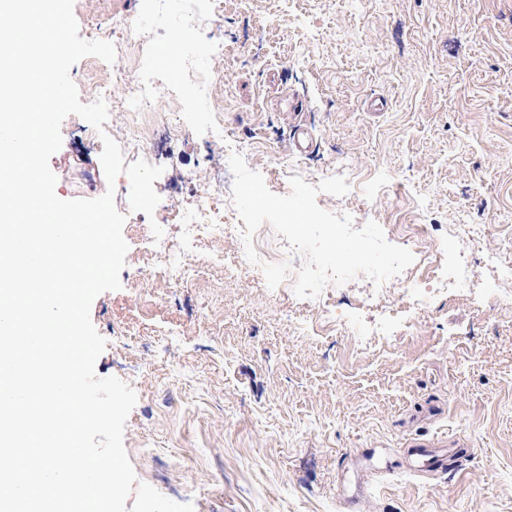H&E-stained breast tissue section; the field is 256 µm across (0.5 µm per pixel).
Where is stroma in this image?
<instances>
[{"label": "stroma", "mask_w": 512, "mask_h": 512, "mask_svg": "<svg viewBox=\"0 0 512 512\" xmlns=\"http://www.w3.org/2000/svg\"><path fill=\"white\" fill-rule=\"evenodd\" d=\"M181 42L155 34L168 64L146 134L109 111L106 132L126 162L162 167L153 217L131 212L116 180L128 244L121 287L96 297L107 345L95 372L129 384L137 403L124 445L138 481L194 512H512V304L433 292L426 271L383 289L357 277L327 301L277 288L269 266L238 261L234 241L184 242L174 215L202 188L236 216L215 182L231 153L286 195L298 176L340 175L344 196L319 194L353 222L417 224L421 243L450 242L480 293L508 287L512 267V0H210ZM80 37L126 55L124 20L151 22L149 0H74ZM211 79L203 103L186 70ZM120 97L134 70L87 56L86 73ZM221 111H213V103ZM313 145L294 146L296 126ZM82 118L61 125L50 159L59 198L107 190L102 143ZM181 244L185 281L156 276L151 223ZM454 224L477 230L450 238ZM428 293L402 309L404 288ZM390 320L365 346L360 329Z\"/></svg>", "instance_id": "1"}]
</instances>
